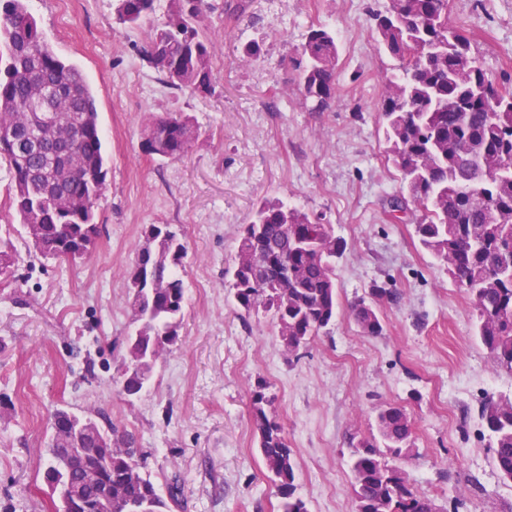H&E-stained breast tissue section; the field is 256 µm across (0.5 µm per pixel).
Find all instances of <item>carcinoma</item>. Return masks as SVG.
<instances>
[{
    "label": "carcinoma",
    "mask_w": 512,
    "mask_h": 512,
    "mask_svg": "<svg viewBox=\"0 0 512 512\" xmlns=\"http://www.w3.org/2000/svg\"><path fill=\"white\" fill-rule=\"evenodd\" d=\"M166 2L165 21L153 18ZM205 0H117L129 30L151 24L140 48L170 87L212 91L211 60L220 33L205 24ZM379 44L399 61L386 76L381 109L389 160L402 174L396 196L415 216L423 248L448 265L468 291L476 312L475 336L498 371L512 376V93L485 75L467 34L448 26V0H390L374 14ZM339 46L335 34L310 26L298 58L299 90L319 109L336 96ZM50 112V121L44 113ZM20 147L0 144L7 165L10 208L24 225L35 252L73 262L95 246L98 202L106 185V153L93 91L80 67L60 59L45 43L24 0H0V133ZM200 129L184 113L152 114L142 128L141 150L160 161L189 154ZM185 248L168 224L145 235L136 249L147 264L152 292L129 281L133 331L125 337L120 383L141 394L167 348L180 340L184 281L172 263ZM340 244L330 225L280 200H261L243 227L234 264L224 270L237 306L271 314L283 347L296 353L336 318L335 260ZM18 250L0 238V274ZM263 258L262 274L255 273ZM390 291L373 288L350 305L368 336L382 334L378 303ZM259 385L252 393L258 448L282 512H309L297 494L293 450L269 416L274 397ZM66 409L51 416L46 461L56 460L87 500L99 503L109 485L112 512H169L183 495L177 476L161 491L145 471L135 434L101 412L75 440L64 427ZM493 464L512 482V399H488L481 408ZM377 436L358 441L352 471L358 512H437L388 465L409 446L414 422L401 407L378 408Z\"/></svg>",
    "instance_id": "1"
}]
</instances>
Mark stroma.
Here are the masks:
<instances>
[{
	"mask_svg": "<svg viewBox=\"0 0 512 512\" xmlns=\"http://www.w3.org/2000/svg\"><path fill=\"white\" fill-rule=\"evenodd\" d=\"M56 55L87 75L108 156L100 234L78 263L44 259L9 211L0 164V236L19 260L0 275V512H51L43 481L49 416L102 411L135 433L157 485L180 476L171 512H280L257 447L250 395L276 397L273 415L297 464L310 512H356L351 446L376 432L380 406H403L413 443L396 465L440 512H512V483L491 464L481 406L512 397L474 333L475 312L446 264L423 249L408 217L389 216L402 187L380 118L383 79L396 60L378 44L375 12L389 0H206L223 30L212 94L170 88L143 59L147 30L126 31L115 0H25ZM448 23L471 38L487 78L512 90V0H448ZM335 32L336 97L318 112L292 60L310 25ZM258 59L241 61L247 42ZM183 112L201 136L184 159L140 149L148 113ZM280 198L331 225L339 306L327 333L299 353L269 317L241 316L224 269L255 202ZM152 224L180 229L186 288L180 341L157 361L138 398L119 384L130 329L128 274ZM381 335H364L349 306L373 286Z\"/></svg>",
	"mask_w": 512,
	"mask_h": 512,
	"instance_id": "1",
	"label": "stroma"
}]
</instances>
